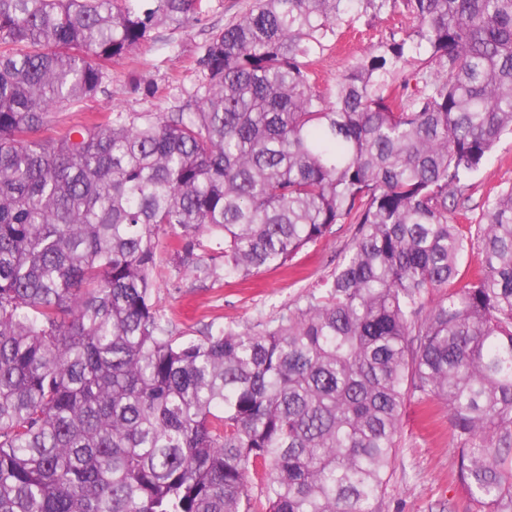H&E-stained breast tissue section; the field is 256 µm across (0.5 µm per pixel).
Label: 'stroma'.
Instances as JSON below:
<instances>
[{"label":"stroma","instance_id":"obj_1","mask_svg":"<svg viewBox=\"0 0 512 512\" xmlns=\"http://www.w3.org/2000/svg\"><path fill=\"white\" fill-rule=\"evenodd\" d=\"M251 0H203L199 21L186 29L161 27L152 40L112 65L105 91L87 104L86 112H62L57 125L66 128L85 120L87 111L112 107L126 112H167L182 91L197 84V59L212 32L245 13ZM406 15L396 13L357 22L362 37L343 40L325 51L315 65V88L327 92L353 58L369 43L408 27ZM140 89H133V82ZM512 184V136L504 135L472 179V204ZM355 225L339 224L330 236L299 252L288 269H267L250 280L220 279L195 284L163 259L157 298L176 332L186 340L201 339L205 330L227 325H254L294 306L301 296L330 278L340 256L351 245ZM401 447L386 498V512H483L471 502L456 475V452L448 418L443 412L424 417L417 403L406 402L400 424Z\"/></svg>","mask_w":512,"mask_h":512}]
</instances>
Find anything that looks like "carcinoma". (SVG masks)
I'll return each mask as SVG.
<instances>
[{
  "mask_svg": "<svg viewBox=\"0 0 512 512\" xmlns=\"http://www.w3.org/2000/svg\"><path fill=\"white\" fill-rule=\"evenodd\" d=\"M201 3L0 0V512H383L411 399L512 512V186L465 196L512 134V0H255L176 111L44 136ZM398 4L316 91L344 16ZM338 224L324 291L177 341L162 255L246 279ZM396 9V13L392 16L382 15L378 18L371 16L361 17L356 26L363 31V36L356 39H345L336 47L335 44L321 56L315 65V88L325 93L332 87L342 72H344L353 58L358 55L364 47L370 42H377L381 39L389 38L392 31L409 27L408 16L401 14Z\"/></svg>",
  "mask_w": 512,
  "mask_h": 512,
  "instance_id": "cac0c4a2",
  "label": "carcinoma"
}]
</instances>
